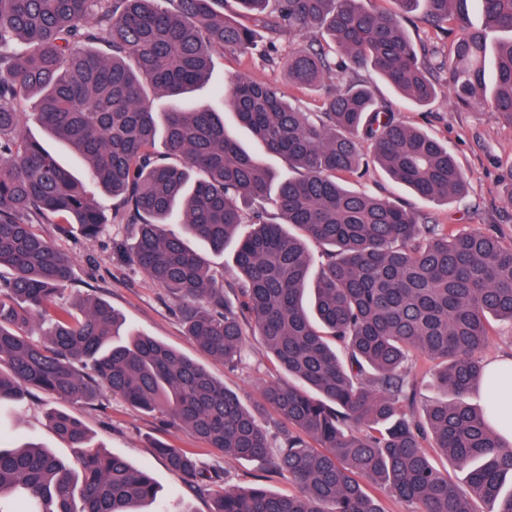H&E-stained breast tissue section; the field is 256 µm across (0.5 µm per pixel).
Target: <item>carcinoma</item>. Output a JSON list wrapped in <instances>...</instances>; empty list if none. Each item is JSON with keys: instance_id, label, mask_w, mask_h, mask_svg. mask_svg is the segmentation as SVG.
Masks as SVG:
<instances>
[{"instance_id": "obj_1", "label": "carcinoma", "mask_w": 512, "mask_h": 512, "mask_svg": "<svg viewBox=\"0 0 512 512\" xmlns=\"http://www.w3.org/2000/svg\"><path fill=\"white\" fill-rule=\"evenodd\" d=\"M236 2L256 27L224 14V0H0V404L33 390L71 403L110 392L295 488L218 491L212 512H387L389 497L416 512H480L483 502L512 512V438L496 427L512 403L498 400L480 356L490 319L512 323V240L454 231L347 183L372 163L422 201L465 198L448 146L399 121L357 74L372 69L416 107L442 84L458 106L488 105L512 125V40L489 46L492 32L512 35V0H397L399 14L364 0ZM415 11L435 36L421 48L401 24ZM224 53L258 56L294 87L323 92L308 112L274 84L229 88L238 123L296 176L278 178L243 149L222 112L154 111L151 97L189 93ZM28 119L80 154L85 181L21 130ZM89 184L134 225L132 261L179 304L202 354L236 367L245 325L261 336L288 374L261 390V409L285 424L278 445L203 365L127 331L108 303L56 307L73 261L32 218L97 237L107 221ZM194 240L217 255L234 247L236 297ZM311 242L322 248L316 272ZM51 311L52 328L33 340ZM420 360L452 398L419 416ZM476 389L480 407L468 402ZM48 423L79 470L35 444L0 445V501H18V512H143L156 500L150 472L94 448L80 419L56 411ZM154 448L186 483L207 481L195 449ZM430 448L467 471L465 486L431 463Z\"/></svg>"}]
</instances>
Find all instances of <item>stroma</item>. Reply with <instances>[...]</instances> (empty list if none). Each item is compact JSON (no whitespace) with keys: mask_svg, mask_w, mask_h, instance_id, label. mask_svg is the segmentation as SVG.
<instances>
[{"mask_svg":"<svg viewBox=\"0 0 512 512\" xmlns=\"http://www.w3.org/2000/svg\"><path fill=\"white\" fill-rule=\"evenodd\" d=\"M240 75L277 84L304 109L318 106L317 95L293 89L282 70L256 58L230 54L215 56L208 80L194 88L190 98L217 111H226L227 88ZM359 76L401 121L446 144L467 179L468 192L463 200L422 202L419 210L437 224L456 229L494 226L504 238H511L512 204L504 193L503 176L512 166V125L501 122L486 107L457 108L445 89L439 91L429 106L417 108L399 97L374 71L366 69ZM94 196L108 221L98 237L88 239L75 232H64L55 224L36 227L38 233L73 259V274L58 295L59 305L68 307L81 300H105L126 317L134 330L190 358L200 359V352L186 334L176 303L145 274L131 270L125 263L122 248L129 237L128 228L116 217L111 195L98 188ZM205 365L250 408L259 406L262 386L277 377L260 337L251 334L245 338L241 366L228 369L222 362L211 359ZM54 410L77 415L86 425L93 445L103 446L134 467L150 471L158 489L157 499L151 505L153 512H158L164 504L173 505L178 512H210L213 496L212 490L186 485L169 471L155 454L153 441L164 440L178 448L196 449L202 466L218 472L226 487L250 485L261 472L259 463L225 458L175 426L166 416L140 411L109 395L90 405H75L31 392L21 402L0 405V432L6 435L8 443L33 440L50 448L68 464H76L72 449L47 425V415Z\"/></svg>","mask_w":512,"mask_h":512,"instance_id":"obj_1","label":"stroma"}]
</instances>
